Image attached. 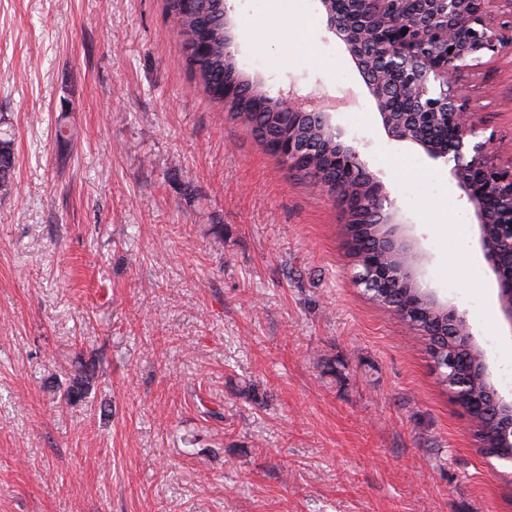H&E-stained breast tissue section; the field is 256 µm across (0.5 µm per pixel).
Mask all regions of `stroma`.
<instances>
[{"label": "stroma", "instance_id": "35a3bbf8", "mask_svg": "<svg viewBox=\"0 0 512 512\" xmlns=\"http://www.w3.org/2000/svg\"><path fill=\"white\" fill-rule=\"evenodd\" d=\"M278 6L227 0L238 67L368 142L421 284L512 393L447 166L386 135L320 0L271 40ZM467 85L512 164V59ZM0 129V512H512V467L357 281L346 205L207 95L164 0H0ZM14 172V141L5 132H0V195L11 193Z\"/></svg>", "mask_w": 512, "mask_h": 512}]
</instances>
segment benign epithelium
Returning <instances> with one entry per match:
<instances>
[{"label": "benign epithelium", "instance_id": "7a95c632", "mask_svg": "<svg viewBox=\"0 0 512 512\" xmlns=\"http://www.w3.org/2000/svg\"><path fill=\"white\" fill-rule=\"evenodd\" d=\"M416 11L408 18L397 17L389 8L392 0H353L357 4L352 19L338 17L333 0H321L326 26L346 46L358 65L364 82L375 100L389 136L419 145L433 160L448 165L452 179L463 191L462 198L472 208L474 226L481 250L490 263L499 285V304L503 319L512 334V264L504 262L501 250L489 233V226L499 224L502 232L512 235V207L491 209L487 197L512 199V166L504 169L491 161L493 136L482 135V120L466 94L464 77L471 71L495 62L502 54L512 53V0H411ZM370 24L377 29L379 67L374 73L365 69L361 51L360 27ZM407 33H402V30ZM290 89L275 97L277 111L288 114V135L275 144L278 155L293 168L308 170L314 163L313 149L297 136L301 124H312L340 136L331 123V115L321 107L297 101ZM438 123L447 126L448 144L439 146L428 138L415 135L420 128ZM330 171L336 184L359 182L357 197L345 199L350 216L370 213L382 225L384 235L376 241L385 254L410 252L390 227L395 201L385 191L383 182L370 172L358 147L336 143ZM418 267L397 269L368 264L360 284L366 291L384 290L391 281L415 294L417 303L441 313L448 335L460 348L476 345L472 327L465 316L439 301L435 292L417 281ZM469 372L488 382L486 396L476 405L489 406L500 420L498 460L512 465V395L499 392L492 370L481 355L468 361Z\"/></svg>", "mask_w": 512, "mask_h": 512}]
</instances>
